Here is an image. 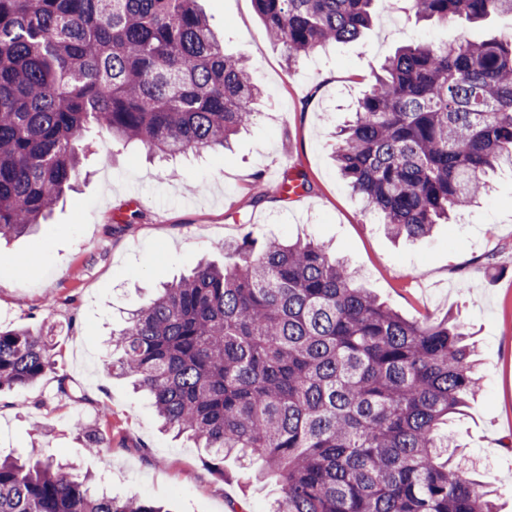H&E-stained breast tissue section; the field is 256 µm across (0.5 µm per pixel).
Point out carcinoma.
Instances as JSON below:
<instances>
[{
    "mask_svg": "<svg viewBox=\"0 0 512 512\" xmlns=\"http://www.w3.org/2000/svg\"><path fill=\"white\" fill-rule=\"evenodd\" d=\"M255 0L296 63L358 39L375 2ZM418 19L481 22L512 0H404ZM260 94L197 0H0V239L29 233L82 175L91 130L161 156L226 148ZM336 162L395 237L421 239L512 162V38L407 45L340 130ZM163 427L241 454L280 485L272 512H495L444 428L476 394L477 350L452 316L412 321L321 244L247 239L164 285L112 333ZM43 331L0 330V391L52 369ZM57 395L80 401L65 374ZM88 448L101 432L75 418ZM0 512H166L112 498L59 463L0 459Z\"/></svg>",
    "mask_w": 512,
    "mask_h": 512,
    "instance_id": "carcinoma-1",
    "label": "carcinoma"
}]
</instances>
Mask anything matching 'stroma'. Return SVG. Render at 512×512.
I'll use <instances>...</instances> for the list:
<instances>
[{
    "label": "stroma",
    "mask_w": 512,
    "mask_h": 512,
    "mask_svg": "<svg viewBox=\"0 0 512 512\" xmlns=\"http://www.w3.org/2000/svg\"><path fill=\"white\" fill-rule=\"evenodd\" d=\"M227 53L246 59L263 95L254 123L229 151L171 162L90 132L86 174L46 224L0 243V329H42L54 368L21 391L0 393V456L53 460L94 476L116 497L137 495L168 512H269L274 480L234 460L215 474L205 449L162 433L150 402L128 379L108 375L112 333L129 309L201 260L223 262L224 243L297 236L329 245L364 287L410 320L454 314L480 347L482 390L455 422L457 444L485 471L500 512H512V166L496 172L475 206L418 240L392 238L337 172L336 133L384 59L407 43L512 36V17L476 25L419 21L376 10L356 41L287 66L253 0H202ZM306 173L311 187L286 199L273 171ZM134 208L136 223H114ZM68 375L83 399L56 393ZM108 448H85L75 416L98 422Z\"/></svg>",
    "instance_id": "1"
}]
</instances>
